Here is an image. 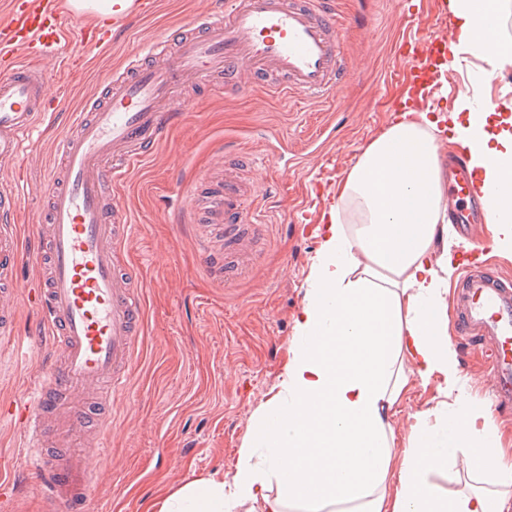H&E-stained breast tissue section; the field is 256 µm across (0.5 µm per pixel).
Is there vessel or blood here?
Masks as SVG:
<instances>
[{"label":"vessel or blood","instance_id":"b4317fda","mask_svg":"<svg viewBox=\"0 0 512 512\" xmlns=\"http://www.w3.org/2000/svg\"><path fill=\"white\" fill-rule=\"evenodd\" d=\"M437 29L404 35L401 76L408 94L430 93L448 63L447 13ZM339 24L323 0H230L223 13L200 16L178 39L166 62L133 60L110 75L103 105L76 113L58 143L59 159L48 185L47 227H36L44 244L37 257L47 274L38 286L43 329L59 356L19 414L28 445L36 451L37 478L48 512H76L84 484L72 478L75 448L52 451L56 436L76 437L90 393L126 386L133 348L143 322V303L133 273L122 263L128 219L109 189L148 157L178 121L172 93L188 78L215 72L224 85L243 90L276 74L277 92L315 102L333 93L350 69L338 37ZM54 0H11L0 19V162L20 159L24 141L53 97L35 59L68 46ZM449 219L467 250L450 302V321L464 336H478L491 355L486 382L495 410L512 409V281L489 268V243L476 231L486 220L488 189L473 175L465 155L446 164ZM20 190H0V299L11 300L21 246L13 224ZM243 188L224 179L214 199L225 215L242 210Z\"/></svg>","mask_w":512,"mask_h":512}]
</instances>
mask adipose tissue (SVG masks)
<instances>
[{
	"label": "adipose tissue",
	"mask_w": 512,
	"mask_h": 512,
	"mask_svg": "<svg viewBox=\"0 0 512 512\" xmlns=\"http://www.w3.org/2000/svg\"><path fill=\"white\" fill-rule=\"evenodd\" d=\"M500 0H448L452 54L512 67V44L480 31ZM437 118L403 119L373 140L329 212L296 322L280 391L256 417L226 480H198L159 512H506L512 463L490 441L491 411L472 400L448 341V285L456 272L433 131ZM449 143L466 147L482 183L495 247L512 252V126L475 113L460 95ZM352 207L353 218L342 207ZM436 384L417 415L398 472L389 469L393 418L410 378ZM491 473L492 488L452 493L436 483L449 459ZM395 494H388L389 481Z\"/></svg>",
	"instance_id": "1"
}]
</instances>
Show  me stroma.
Listing matches in <instances>:
<instances>
[{"instance_id":"1","label":"stroma","mask_w":512,"mask_h":512,"mask_svg":"<svg viewBox=\"0 0 512 512\" xmlns=\"http://www.w3.org/2000/svg\"><path fill=\"white\" fill-rule=\"evenodd\" d=\"M224 2L153 0L148 13L120 29L61 9L66 27L91 29L94 41L63 70L44 59L59 88L53 108L26 140L24 159L0 165V185L17 179L25 187L14 214L20 229L46 218L43 192L69 113L101 102L106 77L124 70L148 39L176 41L180 28ZM330 3L355 72L328 100L311 105L260 85L227 91L220 78H200L174 94L179 123L112 186L130 221L123 260L144 285V322L127 387L93 403L97 423L112 430L103 452L82 451L92 474L84 512H144L188 482L230 473L286 370L324 216L364 150L397 119L384 109L385 99L405 92L391 78L399 65L395 42L405 28L434 23L433 0ZM485 67L476 57L464 71L449 65L442 89L417 102V111L440 119L434 132L440 157L452 149L445 119L458 84L512 101V69L490 75ZM272 137L287 142L300 169L270 161ZM229 168L240 172L253 221L228 231L207 199L223 191ZM40 276L35 258L23 256L14 308V335L23 346L0 344V408L30 401L53 352L33 296ZM448 341L471 396L488 401L473 386L485 372L486 348L453 329ZM437 401L434 386L410 380L398 406L391 471L401 466L415 414ZM0 477L18 487L12 512H45L24 441L8 416L0 418Z\"/></svg>"}]
</instances>
